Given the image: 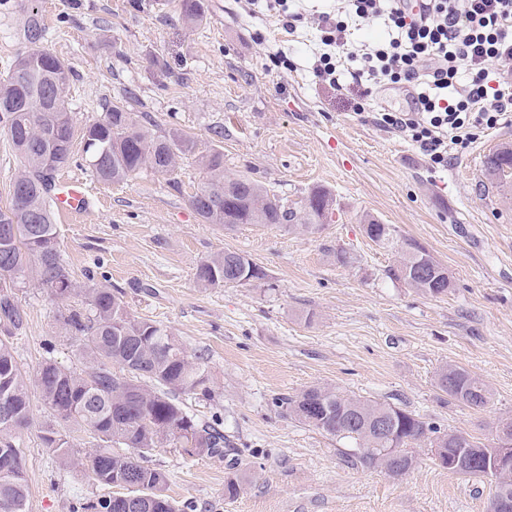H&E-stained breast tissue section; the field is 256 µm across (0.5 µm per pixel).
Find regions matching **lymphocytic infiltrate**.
<instances>
[{
    "instance_id": "f902f5d3",
    "label": "lymphocytic infiltrate",
    "mask_w": 512,
    "mask_h": 512,
    "mask_svg": "<svg viewBox=\"0 0 512 512\" xmlns=\"http://www.w3.org/2000/svg\"><path fill=\"white\" fill-rule=\"evenodd\" d=\"M285 16L288 31L310 20L320 34L313 56L318 81L341 90L344 77L364 98L385 84L408 95L406 111L382 109L376 122L411 142L434 167L449 148H468L479 134L512 125V0H336L304 15L300 0H247ZM378 23V40L352 31Z\"/></svg>"
}]
</instances>
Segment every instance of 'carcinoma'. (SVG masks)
I'll use <instances>...</instances> for the list:
<instances>
[{
  "mask_svg": "<svg viewBox=\"0 0 512 512\" xmlns=\"http://www.w3.org/2000/svg\"><path fill=\"white\" fill-rule=\"evenodd\" d=\"M187 24L201 22L205 0H180ZM27 50L0 79V129L19 156L22 169L15 176L11 205L0 211V326L11 335L20 330L24 316L15 289L33 273L55 299L66 302L79 288L64 264L52 209L55 175L71 161L76 135L69 110L58 111L65 100L71 68L46 51L37 15L24 28ZM88 165L98 180L119 183L143 169L167 174L194 142L181 132L154 135L140 123L126 103H113L103 120L82 130ZM207 178L193 196V206L206 224L233 230L240 224H264L291 233L312 235L329 223L333 194L316 186L290 204L262 182L247 177L224 176V152L213 148L201 156ZM487 178H512V144L500 145L485 157ZM361 223L369 227L370 240L394 241V229L371 215ZM439 265L420 243L407 240L400 247L389 277L432 297L444 294L430 271ZM262 267L233 251L214 254L196 268V282L204 288L241 285L263 280ZM85 306L68 308L58 322L79 342L82 367L44 362L35 377L51 419L41 430V440L62 467L74 459V442L66 427L89 433L96 444L87 449L81 465L89 477L105 487H119L130 504L117 494L89 501L84 512H191L190 502L179 503L166 494L165 472L148 465L152 451L168 445L191 456L224 457V432L198 423L177 399H212L213 389L206 359L188 355L182 342L166 327L136 318L120 296L108 288H87ZM438 388L454 401L485 408L491 401L488 385L466 369L448 364L437 374ZM30 382L22 372L13 344L0 339V512H27L29 489L24 452L18 434L31 421ZM288 412L308 425L339 439L355 443L359 461L367 468L392 475L405 474L395 454L412 467L407 447L429 442L448 456L463 453L472 462L460 475L494 484L487 512H512L501 507L508 494L512 501V472L486 474V463L476 449L486 444L469 435L458 447V433L442 432L418 416L389 403L346 395L333 386H311L282 401ZM388 419L389 436L379 434L374 423Z\"/></svg>",
  "mask_w": 512,
  "mask_h": 512,
  "instance_id": "carcinoma-1",
  "label": "carcinoma"
}]
</instances>
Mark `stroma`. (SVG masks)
Here are the masks:
<instances>
[{
    "mask_svg": "<svg viewBox=\"0 0 512 512\" xmlns=\"http://www.w3.org/2000/svg\"><path fill=\"white\" fill-rule=\"evenodd\" d=\"M178 0H0V75L26 47L24 26L38 12L44 48L70 63L66 100L76 128L102 120L112 102L150 116V132L190 136L193 152L166 175L143 170L103 183L75 139L66 176L86 180L91 205L56 215L63 261L79 288L121 294L129 312L166 326L189 353L207 360L215 397L187 405L200 423L221 418L223 459L159 448L151 466L168 475L167 493L195 512H487L489 483L440 467L427 443L413 467L393 476L363 467L354 445L290 416L280 400L316 385L403 408L442 431L493 442L512 417V189L489 183L486 155L512 143V126L480 134L447 167H431L396 133L374 121L380 108L404 109L406 96L381 90L354 114L345 96L315 79L317 40L286 33L266 10L243 0H206L204 21L187 26ZM284 52L293 66H275ZM224 130L214 142L211 130ZM224 151V173L262 180L295 201L321 186L335 214L313 236L243 224L227 231L191 206L205 173L200 157ZM369 214L394 230L383 248L363 233ZM414 239L447 269L448 294L424 296L386 274L397 247ZM356 256L336 265V248ZM236 251L266 278L204 288L197 264ZM24 325L12 338L27 377L47 359L76 362V343L58 323L63 306L30 280L17 294ZM448 363L480 376L487 408L441 392ZM20 434L28 512H78L106 495L81 465L60 467L40 439L50 414L39 394ZM242 477L240 494L224 480Z\"/></svg>",
    "mask_w": 512,
    "mask_h": 512,
    "instance_id": "stroma-1",
    "label": "stroma"
}]
</instances>
